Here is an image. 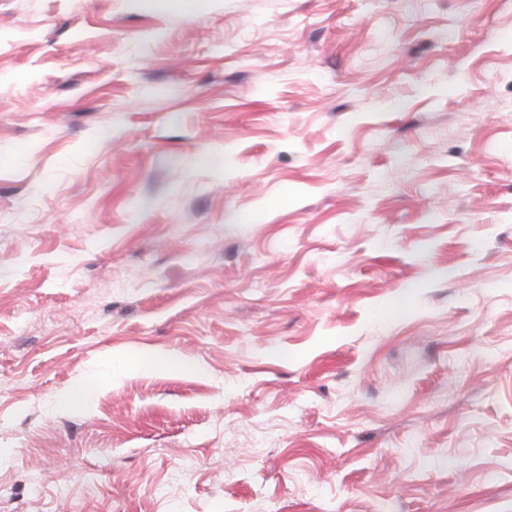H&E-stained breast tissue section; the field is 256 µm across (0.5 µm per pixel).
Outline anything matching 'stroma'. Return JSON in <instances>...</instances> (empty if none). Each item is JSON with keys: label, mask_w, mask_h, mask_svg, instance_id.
Instances as JSON below:
<instances>
[{"label": "stroma", "mask_w": 512, "mask_h": 512, "mask_svg": "<svg viewBox=\"0 0 512 512\" xmlns=\"http://www.w3.org/2000/svg\"><path fill=\"white\" fill-rule=\"evenodd\" d=\"M0 512H512V0H0Z\"/></svg>", "instance_id": "1"}]
</instances>
